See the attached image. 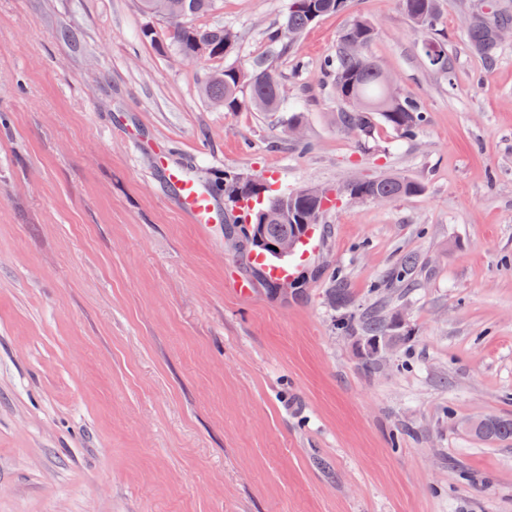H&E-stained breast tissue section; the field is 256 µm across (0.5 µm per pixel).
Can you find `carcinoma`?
<instances>
[{
    "label": "carcinoma",
    "instance_id": "cac0c4a2",
    "mask_svg": "<svg viewBox=\"0 0 512 512\" xmlns=\"http://www.w3.org/2000/svg\"><path fill=\"white\" fill-rule=\"evenodd\" d=\"M145 11L162 17L169 24V39L180 55L193 54L203 46L207 57H228L238 50L237 35L229 29H204L190 24L189 18L210 10L214 0H142ZM348 0H290L288 14L283 23L266 33L269 54L251 61L249 66L226 67L210 76L205 94L214 103L224 106L226 112L256 109L260 112H280L286 108L287 99L280 90L281 80L273 65V54L291 57L293 71L306 69L305 62L294 51L298 38L319 18L343 12ZM401 6L417 29L432 31L439 17V0H401ZM499 26L512 27V13L499 4L490 5L465 32L471 49L491 63L495 60L500 43L494 39L493 30ZM375 28L365 19L351 21L341 35V40H356L367 47L374 40ZM324 73L333 76V91L342 108L336 113L339 126L355 130L366 139L372 137L377 121L396 131L405 139L416 137L429 123V115L421 103L411 96H390L384 85L379 64L367 53L359 58L349 56L343 45L336 53L324 59ZM352 99H360L365 108L355 109L349 105ZM249 188L246 179L237 175L224 176V196L241 210L240 223L258 221L257 213L265 211L261 238L255 230L242 233L245 247L276 243L288 236L300 234V225L316 224L326 207L332 204L327 199L323 207L296 199L297 191H271L262 186L261 207H252L257 200V191L245 194ZM423 191L421 183L402 175L392 174L381 178L358 179L347 184L343 193L370 200L375 196L391 199L418 195ZM417 264L416 257L403 256L398 262L390 286L405 288ZM337 329L347 333H363L369 337L389 336V324L378 311L362 313L357 320L338 321ZM475 435L489 440L512 439V419L485 418L471 426Z\"/></svg>",
    "mask_w": 512,
    "mask_h": 512
}]
</instances>
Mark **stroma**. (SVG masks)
I'll return each mask as SVG.
<instances>
[{"label":"stroma","mask_w":512,"mask_h":512,"mask_svg":"<svg viewBox=\"0 0 512 512\" xmlns=\"http://www.w3.org/2000/svg\"><path fill=\"white\" fill-rule=\"evenodd\" d=\"M469 5L440 0L446 77L399 0L312 25L305 71L275 61L302 149L287 113L202 93L267 54L288 0H217L193 22L233 29L238 51L194 63L140 0H0V512H512V439L469 429L512 419V40L486 66ZM357 16L376 29L368 55L430 114L416 139L336 124L320 64ZM161 149L219 204L228 173L424 190L340 197L284 295L225 236L235 211L206 232L181 217ZM407 253L404 293L382 279ZM366 309L395 320L369 373L364 338L336 329ZM423 191L420 182L406 178L405 176L392 174L381 178L358 179L351 181L343 190V194L355 196L371 201L374 196H387L392 199L418 195ZM361 198H359V197Z\"/></svg>","instance_id":"obj_1"}]
</instances>
